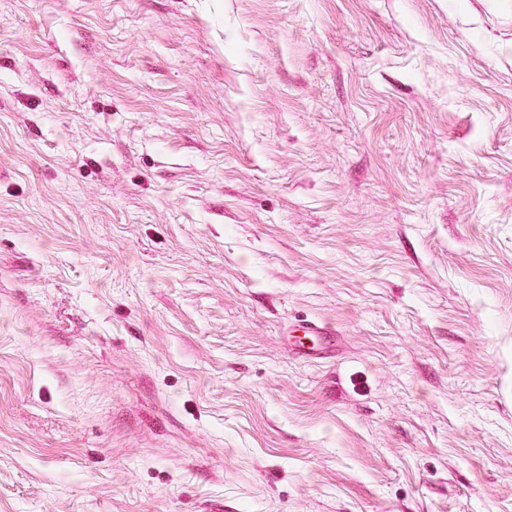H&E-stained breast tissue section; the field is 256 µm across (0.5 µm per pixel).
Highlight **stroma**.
Wrapping results in <instances>:
<instances>
[{
	"instance_id": "35a3bbf8",
	"label": "stroma",
	"mask_w": 512,
	"mask_h": 512,
	"mask_svg": "<svg viewBox=\"0 0 512 512\" xmlns=\"http://www.w3.org/2000/svg\"><path fill=\"white\" fill-rule=\"evenodd\" d=\"M0 512H512V0H0ZM301 332V336H295V343H289L296 353L314 357L320 355L325 348V336H331L332 332L325 327L309 322L298 328L290 329L286 332V336L292 332Z\"/></svg>"
}]
</instances>
